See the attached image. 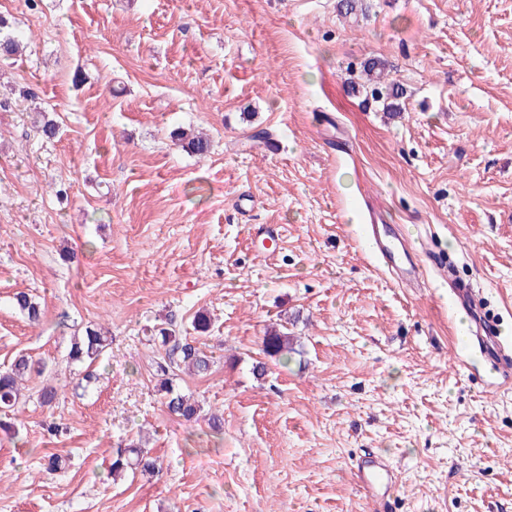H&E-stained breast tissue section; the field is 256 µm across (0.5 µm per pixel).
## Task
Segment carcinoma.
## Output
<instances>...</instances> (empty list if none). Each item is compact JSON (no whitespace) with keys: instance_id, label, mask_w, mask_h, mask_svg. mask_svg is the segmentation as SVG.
Wrapping results in <instances>:
<instances>
[{"instance_id":"1","label":"carcinoma","mask_w":512,"mask_h":512,"mask_svg":"<svg viewBox=\"0 0 512 512\" xmlns=\"http://www.w3.org/2000/svg\"><path fill=\"white\" fill-rule=\"evenodd\" d=\"M366 95L382 106L385 112H399L398 100L406 96V90L386 81L385 64L378 60H369L362 69ZM181 147L193 155L203 156L209 152L210 140L200 134L177 130L173 132ZM18 308L27 314L32 322L39 321L41 309L38 302L24 292L15 295ZM148 341L158 346L159 361L156 362L158 387L165 398L168 412L186 422H196L201 417L203 407L200 401L180 392L174 384L175 371L188 370L198 376L207 374L213 361L207 353L193 341L180 336V329L173 318H167L151 330ZM264 353L271 357H282L293 351L294 338L284 332L272 331L265 336ZM110 340L108 332L90 324L82 335L71 339L68 358L89 367L93 366L106 352ZM43 373V366L20 355L10 366L0 370V408L9 410L16 406L21 395L19 381L31 372ZM139 469L145 473L156 471L155 460L143 449L131 445L117 449L111 464V473L116 476L127 470Z\"/></svg>"}]
</instances>
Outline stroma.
<instances>
[{
    "label": "stroma",
    "instance_id": "obj_1",
    "mask_svg": "<svg viewBox=\"0 0 512 512\" xmlns=\"http://www.w3.org/2000/svg\"><path fill=\"white\" fill-rule=\"evenodd\" d=\"M337 4L0 0L22 47L0 57V368L45 366L0 430V512H512V386L433 267L512 341V0ZM370 59L407 90L398 118L346 83ZM368 209L427 239L425 287L376 264ZM199 311L214 364L175 384L218 435L168 413L147 340L169 316L194 338ZM94 323L112 345L87 385L68 350ZM281 326L294 350L265 358ZM136 439L159 473L113 480ZM370 452L396 498L361 487ZM173 137L182 148L193 155L203 156L209 152L210 140L203 135L177 130L173 132Z\"/></svg>",
    "mask_w": 512,
    "mask_h": 512
}]
</instances>
